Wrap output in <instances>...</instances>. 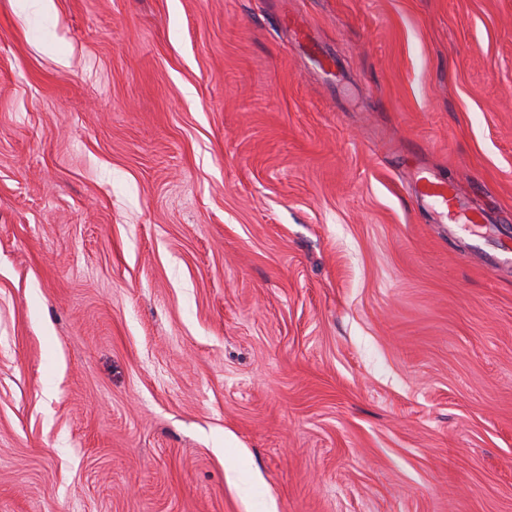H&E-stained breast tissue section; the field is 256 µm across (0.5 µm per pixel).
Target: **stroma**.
I'll use <instances>...</instances> for the list:
<instances>
[{"mask_svg":"<svg viewBox=\"0 0 512 512\" xmlns=\"http://www.w3.org/2000/svg\"><path fill=\"white\" fill-rule=\"evenodd\" d=\"M0 0V512H512V0ZM296 17L323 48L295 43ZM412 190L419 205L430 207L448 224H490L488 217L476 213L453 185L426 169L417 172Z\"/></svg>","mask_w":512,"mask_h":512,"instance_id":"1","label":"stroma"}]
</instances>
